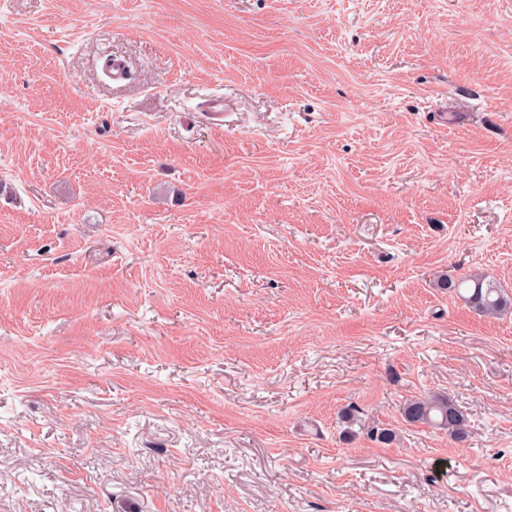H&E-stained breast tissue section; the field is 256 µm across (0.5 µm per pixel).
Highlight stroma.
<instances>
[{
    "instance_id": "stroma-1",
    "label": "stroma",
    "mask_w": 512,
    "mask_h": 512,
    "mask_svg": "<svg viewBox=\"0 0 512 512\" xmlns=\"http://www.w3.org/2000/svg\"><path fill=\"white\" fill-rule=\"evenodd\" d=\"M442 272L512 296V0H0V512H512ZM402 414L409 424L447 431L455 442H468L470 438L466 415L447 396L415 397L405 403Z\"/></svg>"
}]
</instances>
